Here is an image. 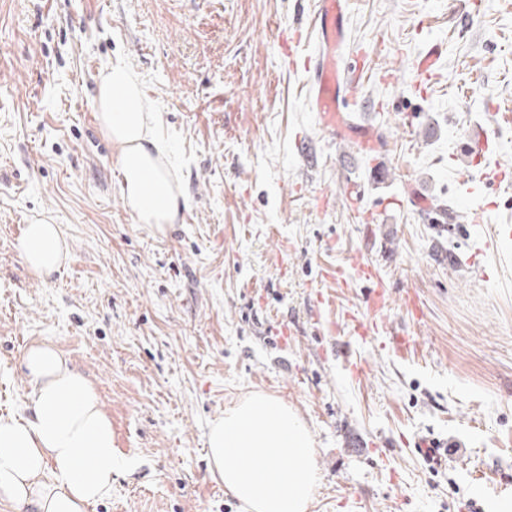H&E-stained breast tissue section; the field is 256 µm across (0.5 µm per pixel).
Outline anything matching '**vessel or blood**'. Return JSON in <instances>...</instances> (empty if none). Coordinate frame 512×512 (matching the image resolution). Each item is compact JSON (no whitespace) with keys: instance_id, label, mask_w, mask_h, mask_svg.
<instances>
[{"instance_id":"vessel-or-blood-1","label":"vessel or blood","mask_w":512,"mask_h":512,"mask_svg":"<svg viewBox=\"0 0 512 512\" xmlns=\"http://www.w3.org/2000/svg\"><path fill=\"white\" fill-rule=\"evenodd\" d=\"M314 29L317 34L316 50L306 55L303 71L309 86V107L318 123L333 136L344 133L343 113L347 106L348 77L351 69L343 53L345 41L346 13L344 0H320L315 15ZM443 53L439 44L429 46L427 51L413 62L417 80L413 85L416 92H424L425 83L434 72ZM365 279L373 287L364 304L366 315L356 330L365 336L379 329L377 320L388 304V292L370 266H363Z\"/></svg>"}]
</instances>
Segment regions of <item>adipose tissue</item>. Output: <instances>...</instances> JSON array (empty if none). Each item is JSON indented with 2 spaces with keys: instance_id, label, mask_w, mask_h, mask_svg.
<instances>
[{
  "instance_id": "ef3b65f1",
  "label": "adipose tissue",
  "mask_w": 512,
  "mask_h": 512,
  "mask_svg": "<svg viewBox=\"0 0 512 512\" xmlns=\"http://www.w3.org/2000/svg\"><path fill=\"white\" fill-rule=\"evenodd\" d=\"M98 104L108 136L121 148L125 196L142 222L171 223L178 197L155 168L161 146L151 138L134 72L117 63L101 78ZM151 184H144L146 171ZM26 265L50 277L68 260L58 225H26L20 239ZM33 394L28 416H0V502L13 512H87L112 491L117 459L112 424L85 376L54 347L21 357Z\"/></svg>"
}]
</instances>
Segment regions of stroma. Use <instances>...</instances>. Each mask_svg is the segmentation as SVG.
I'll return each instance as SVG.
<instances>
[{
	"label": "stroma",
	"mask_w": 512,
	"mask_h": 512,
	"mask_svg": "<svg viewBox=\"0 0 512 512\" xmlns=\"http://www.w3.org/2000/svg\"><path fill=\"white\" fill-rule=\"evenodd\" d=\"M346 0L361 70L346 125H318L282 31L315 48L318 0H0V416L28 414L24 351L49 344L112 422V493L87 512H243L210 471L202 420L280 398L306 423L309 512H496L512 498V192L475 183L464 133L493 132L486 172L512 173V0ZM444 53L427 98L413 58ZM139 78L178 195L157 229L128 206L98 82ZM427 203L480 198L484 221L437 232ZM59 225L70 257L43 279L25 225ZM374 267L385 331L354 320ZM342 272L324 278L325 268ZM417 307H409L408 298ZM413 336L408 357L387 332ZM363 365L354 376L352 365ZM448 451L439 473L417 449Z\"/></svg>",
	"instance_id": "35a3bbf8"
}]
</instances>
